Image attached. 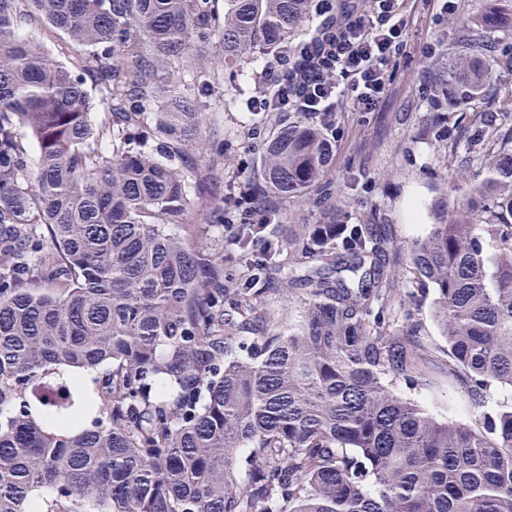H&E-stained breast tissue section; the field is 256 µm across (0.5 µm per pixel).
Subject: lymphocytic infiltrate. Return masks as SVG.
Returning a JSON list of instances; mask_svg holds the SVG:
<instances>
[{"label": "lymphocytic infiltrate", "instance_id": "obj_1", "mask_svg": "<svg viewBox=\"0 0 512 512\" xmlns=\"http://www.w3.org/2000/svg\"><path fill=\"white\" fill-rule=\"evenodd\" d=\"M336 20L329 47L301 77L302 91L288 105L292 112H331L350 98L359 111H372L384 95L391 58L403 46L407 26L403 0H321Z\"/></svg>", "mask_w": 512, "mask_h": 512}]
</instances>
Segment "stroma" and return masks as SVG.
I'll return each instance as SVG.
<instances>
[{
	"label": "stroma",
	"instance_id": "1",
	"mask_svg": "<svg viewBox=\"0 0 512 512\" xmlns=\"http://www.w3.org/2000/svg\"><path fill=\"white\" fill-rule=\"evenodd\" d=\"M441 0H405L410 18L404 47L391 62L387 92L373 111L361 112L343 101L336 141V160L330 173L337 220L351 224L385 225L394 241L425 235L434 221L441 197L462 198L480 175L486 161L512 148V0H458L446 13ZM477 38L484 44L481 67L491 81L464 108L448 105V71L463 55V45ZM269 56L255 49L233 76L202 86L197 74L177 72L183 93L212 110V123L200 137L223 141L232 156L230 174L256 173L262 143L253 129H265L263 114L246 111L245 101L256 94L260 73ZM451 119L463 130L492 119L488 144L471 148L468 138L452 142L438 137L436 117ZM403 301L398 316L420 309L424 333L443 343L441 328L431 313V294L419 292L412 274L400 281ZM432 384L417 392L421 402L441 420L470 415L468 399L449 388L441 364L431 367Z\"/></svg>",
	"mask_w": 512,
	"mask_h": 512
}]
</instances>
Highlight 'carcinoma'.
<instances>
[{
	"label": "carcinoma",
	"instance_id": "1",
	"mask_svg": "<svg viewBox=\"0 0 512 512\" xmlns=\"http://www.w3.org/2000/svg\"><path fill=\"white\" fill-rule=\"evenodd\" d=\"M315 9L0 0V512H512V406L486 410L512 391V152L409 244L383 224L255 230L224 142L198 138L208 112L164 80L202 65L194 44L229 68L260 44L298 55ZM38 23L71 65L21 35ZM454 79L470 100L488 73L462 59ZM271 116L251 196L330 209L337 113ZM402 254L445 349L393 313ZM437 360L465 419L398 391Z\"/></svg>",
	"mask_w": 512,
	"mask_h": 512
}]
</instances>
